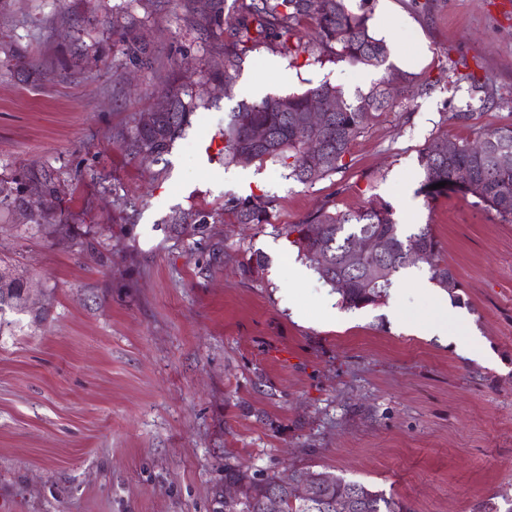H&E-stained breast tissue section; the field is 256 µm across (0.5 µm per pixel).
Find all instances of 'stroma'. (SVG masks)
<instances>
[{
  "mask_svg": "<svg viewBox=\"0 0 512 512\" xmlns=\"http://www.w3.org/2000/svg\"><path fill=\"white\" fill-rule=\"evenodd\" d=\"M347 6L388 44L382 66L242 45L237 0H0V180L43 168L74 186L68 240L0 210V267L45 307L0 315V512H215L228 462L328 471L413 512H512V223L420 192L430 140L512 125V0ZM116 29L149 68L130 75ZM388 75L394 104L342 172L303 185L271 161L225 163L240 103L327 82L353 104ZM171 84L201 107L163 156L129 157L124 134ZM249 195L273 200L269 224L225 214ZM376 198L405 228L432 225L485 355L406 332L431 313L417 290L328 321L330 286L294 278L283 225ZM196 212L210 215L198 230Z\"/></svg>",
  "mask_w": 512,
  "mask_h": 512,
  "instance_id": "1",
  "label": "stroma"
}]
</instances>
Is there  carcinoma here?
Listing matches in <instances>:
<instances>
[{
    "mask_svg": "<svg viewBox=\"0 0 512 512\" xmlns=\"http://www.w3.org/2000/svg\"><path fill=\"white\" fill-rule=\"evenodd\" d=\"M240 13L237 28L240 42L256 45L273 40L292 59L313 53L310 43L298 36V25L303 19L314 22L313 34L319 53L323 55L339 56L352 65L378 67L389 54L385 40L369 32L367 17L349 11L345 0H247L240 5ZM119 38L131 65L138 68L151 65L146 48L125 32L119 34ZM386 92L384 84L380 83L353 105L342 100L336 87L325 83L301 95L272 96L243 105L224 128V160L238 162L240 154L247 153L251 162H277L288 171L289 178L304 185L312 184L345 168L352 141L376 112L392 105ZM323 94L333 96L337 103L328 125L317 130L301 125L298 117L306 112L312 99ZM186 95L184 87L170 85L165 91L170 109L161 113L155 127L142 123L140 117L135 119V125L123 137L128 155L136 157L148 148L161 156L168 150L198 108L195 99H184ZM255 127L266 131V140L261 144L250 141V132ZM315 139L322 143L324 150L317 168L310 164V143ZM480 140L484 142L482 152L471 151L470 143L465 142L459 144V151L451 157L439 152L441 140L430 141L421 155L424 181L420 192L433 198L450 189L456 190L477 198L503 220L512 222V167L505 170L497 162L499 147L512 146V127L489 131L481 135ZM29 176L50 194L65 193V188L45 170L31 171ZM439 182L445 186L430 189ZM272 209L273 200L252 195L233 196L224 204V212L239 224H267ZM31 218L36 224L52 225L53 233L62 238L69 236L68 220L61 215L51 216L38 210L31 212ZM281 233L290 239L299 255L310 262L319 277L341 296V304L346 308L359 309L387 300L391 289L397 285L399 273L413 266L407 257L415 249L431 254L430 281L447 292L452 300H461L462 284L454 271L440 262L439 242L432 226L418 224L412 232L405 233L394 221L393 207L385 201L372 200L355 213L332 210L324 205L301 223L284 225ZM362 236L388 238L389 254L365 257L357 265H350L351 244ZM374 264L391 266L393 274L370 288L362 278ZM343 279L348 287H337ZM24 289L21 278L0 271V311L23 310ZM309 475L314 485L313 497L301 502L292 496L290 477L229 465L224 469V482L245 485L248 492L239 502H224V512H265L264 504L271 494L279 500V512H411L402 502L364 483L325 471H311Z\"/></svg>",
    "mask_w": 512,
    "mask_h": 512,
    "instance_id": "1",
    "label": "carcinoma"
}]
</instances>
